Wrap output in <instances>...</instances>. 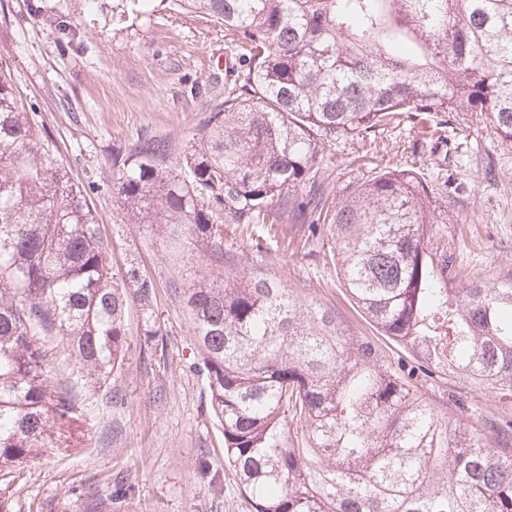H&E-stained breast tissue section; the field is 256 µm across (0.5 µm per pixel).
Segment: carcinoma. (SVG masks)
I'll list each match as a JSON object with an SVG mask.
<instances>
[{"instance_id":"obj_1","label":"carcinoma","mask_w":512,"mask_h":512,"mask_svg":"<svg viewBox=\"0 0 512 512\" xmlns=\"http://www.w3.org/2000/svg\"><path fill=\"white\" fill-rule=\"evenodd\" d=\"M224 25L239 49L224 100L182 160L165 141L112 150L129 224L172 228L224 258V224L286 220L301 249L328 241L352 301L413 362L385 359L281 280L237 272L183 297L224 463L253 512H512V418L497 443L439 412L419 383L462 376L512 396V273L491 285L457 262L441 218L452 174L388 168L334 192L335 147L410 119L412 148L458 151L467 117L512 151V0H170ZM54 143L0 77V509L17 466L81 424L76 383L56 384L50 338L100 388L126 355L125 310L155 346V283L110 249Z\"/></svg>"}]
</instances>
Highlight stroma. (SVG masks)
I'll return each instance as SVG.
<instances>
[{
  "label": "stroma",
  "mask_w": 512,
  "mask_h": 512,
  "mask_svg": "<svg viewBox=\"0 0 512 512\" xmlns=\"http://www.w3.org/2000/svg\"><path fill=\"white\" fill-rule=\"evenodd\" d=\"M117 0H0V73L10 76L24 103L34 105L44 132L75 182H96L89 196L111 245L113 272L138 259L156 284L155 313L166 333L163 351L140 334L141 313L126 310L129 329L123 366L88 402L83 431L70 447L46 450L25 462L19 492L7 512H250L234 472L224 464V436L208 409V383L197 365L198 343L182 302L167 290L215 275L197 244L170 259L163 237L127 224L111 190L113 148L149 133L166 137L175 151L197 133L209 100L187 88L224 90V67L233 60L224 28L201 13L170 9L152 0V16L112 19ZM75 32L62 48L59 21ZM472 150L457 170L447 218L458 236V260L483 279L512 272V151L499 147L476 118L456 130ZM416 125L380 133L373 165L354 164L358 147L336 151L329 173L335 190L374 167L397 165L429 172L437 159L411 150ZM300 231L288 223L224 227V269H245L280 279L306 298L335 311L353 336L378 334L352 303L333 266L319 253L296 247ZM428 401L462 427L481 428L483 411L499 397L448 377L424 387ZM133 492L116 498L118 482Z\"/></svg>",
  "instance_id": "1"
}]
</instances>
